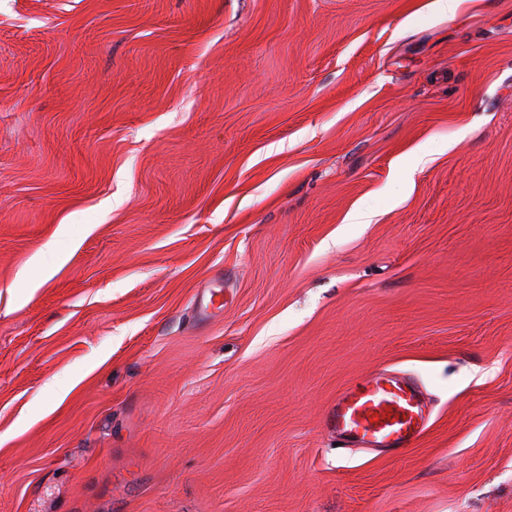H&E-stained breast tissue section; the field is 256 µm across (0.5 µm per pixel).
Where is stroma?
I'll return each instance as SVG.
<instances>
[{
    "label": "stroma",
    "mask_w": 512,
    "mask_h": 512,
    "mask_svg": "<svg viewBox=\"0 0 512 512\" xmlns=\"http://www.w3.org/2000/svg\"><path fill=\"white\" fill-rule=\"evenodd\" d=\"M433 2L0 0V512H512V0ZM419 387L397 372L372 373L336 395L327 422L341 448L396 451L415 444L428 424Z\"/></svg>",
    "instance_id": "stroma-1"
}]
</instances>
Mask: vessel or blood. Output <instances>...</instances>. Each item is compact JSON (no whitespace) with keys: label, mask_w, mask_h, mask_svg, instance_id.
Here are the masks:
<instances>
[{"label":"vessel or blood","mask_w":512,"mask_h":512,"mask_svg":"<svg viewBox=\"0 0 512 512\" xmlns=\"http://www.w3.org/2000/svg\"><path fill=\"white\" fill-rule=\"evenodd\" d=\"M427 402L396 372L370 374L337 394L327 422L344 448L396 451L415 444L428 424Z\"/></svg>","instance_id":"obj_1"}]
</instances>
